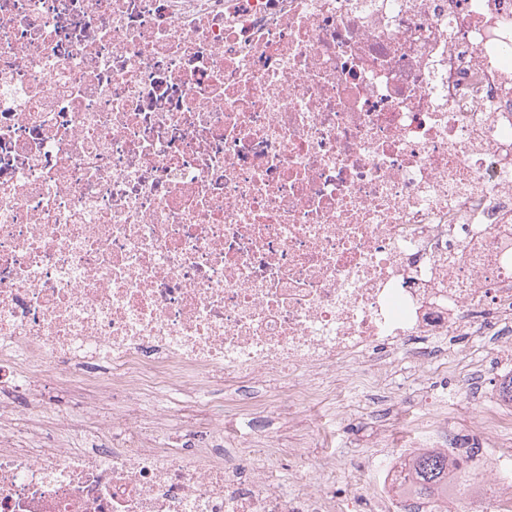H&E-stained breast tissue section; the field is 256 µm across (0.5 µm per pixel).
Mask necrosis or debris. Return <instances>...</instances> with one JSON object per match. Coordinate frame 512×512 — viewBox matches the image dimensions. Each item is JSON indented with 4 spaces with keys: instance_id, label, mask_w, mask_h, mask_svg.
I'll return each mask as SVG.
<instances>
[{
    "instance_id": "obj_1",
    "label": "necrosis or debris",
    "mask_w": 512,
    "mask_h": 512,
    "mask_svg": "<svg viewBox=\"0 0 512 512\" xmlns=\"http://www.w3.org/2000/svg\"><path fill=\"white\" fill-rule=\"evenodd\" d=\"M494 334L512 0H0V512H344L363 486L328 456L282 488L265 421L344 420ZM458 401L425 445L474 482L421 512H512ZM372 467L393 512L407 460Z\"/></svg>"
}]
</instances>
